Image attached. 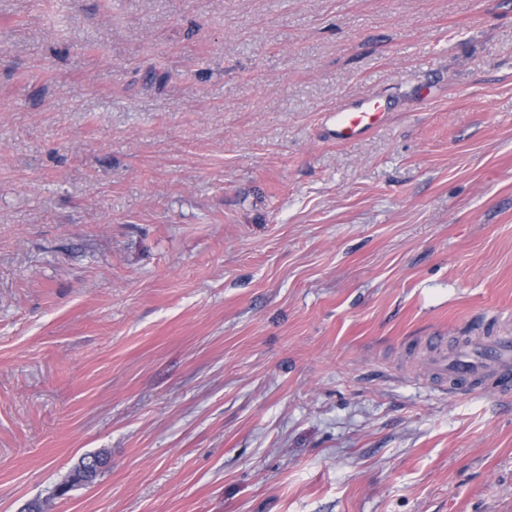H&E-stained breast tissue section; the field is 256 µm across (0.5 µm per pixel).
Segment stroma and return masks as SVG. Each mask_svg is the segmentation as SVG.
<instances>
[{"instance_id": "stroma-1", "label": "stroma", "mask_w": 512, "mask_h": 512, "mask_svg": "<svg viewBox=\"0 0 512 512\" xmlns=\"http://www.w3.org/2000/svg\"><path fill=\"white\" fill-rule=\"evenodd\" d=\"M492 329L512 0H0V512H512ZM378 105L371 100H363L351 107L336 112L335 136L337 140L348 141L362 131L378 125ZM433 355L428 364L432 375L451 392L475 391L491 385L498 393L512 391V336H488L448 352L445 336L423 339Z\"/></svg>"}]
</instances>
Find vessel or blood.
Returning <instances> with one entry per match:
<instances>
[{"label": "vessel or blood", "instance_id": "1", "mask_svg": "<svg viewBox=\"0 0 512 512\" xmlns=\"http://www.w3.org/2000/svg\"><path fill=\"white\" fill-rule=\"evenodd\" d=\"M378 106L370 100L345 107L336 113L335 136L347 141L378 124ZM432 358L428 369L447 384L449 391H474L489 385L502 394L512 392V336L496 335L449 349L445 337L425 339Z\"/></svg>", "mask_w": 512, "mask_h": 512}]
</instances>
